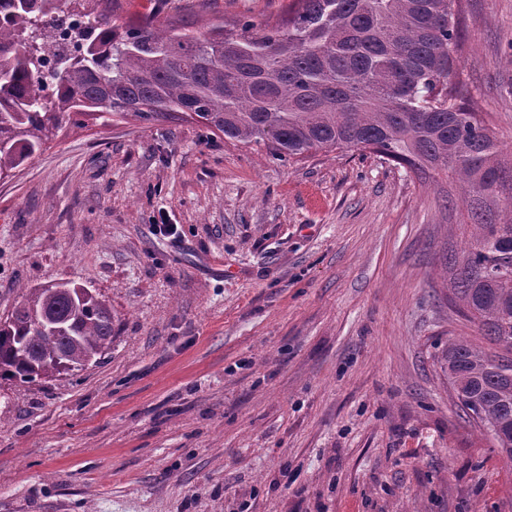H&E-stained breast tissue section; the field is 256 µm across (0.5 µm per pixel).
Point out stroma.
Wrapping results in <instances>:
<instances>
[{"label": "stroma", "instance_id": "35a3bbf8", "mask_svg": "<svg viewBox=\"0 0 512 512\" xmlns=\"http://www.w3.org/2000/svg\"><path fill=\"white\" fill-rule=\"evenodd\" d=\"M289 0H166L205 31ZM468 105L512 148V0H465ZM445 175L273 158L175 113L89 115L0 178V318L61 279L115 317L80 370L0 380V512H512L439 366ZM173 224L174 235L155 233Z\"/></svg>", "mask_w": 512, "mask_h": 512}]
</instances>
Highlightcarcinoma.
<instances>
[{
	"label": "carcinoma",
	"mask_w": 512,
	"mask_h": 512,
	"mask_svg": "<svg viewBox=\"0 0 512 512\" xmlns=\"http://www.w3.org/2000/svg\"><path fill=\"white\" fill-rule=\"evenodd\" d=\"M107 10H97L100 3ZM118 0H0V176L75 117L190 113L224 138L299 160L369 149L459 183L469 239L448 253V297L484 343L448 339L440 368L468 420L512 459V156L455 86L462 0H290L283 24L162 30L117 22ZM90 6L87 31L47 68L43 17ZM33 288L0 328V378L30 383L79 370L112 343L114 317L85 286ZM41 309L63 328L30 325Z\"/></svg>",
	"instance_id": "carcinoma-1"
}]
</instances>
